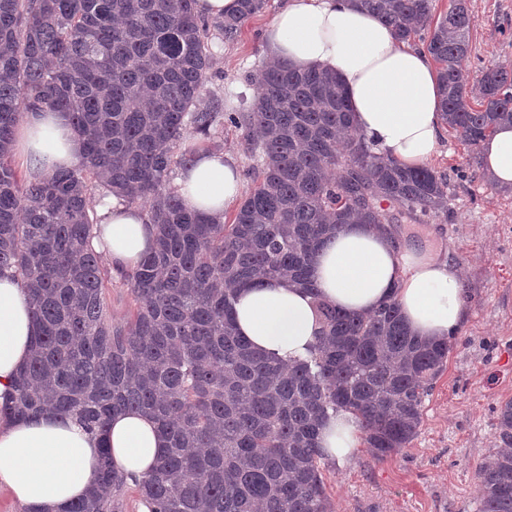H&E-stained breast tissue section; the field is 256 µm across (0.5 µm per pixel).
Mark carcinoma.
<instances>
[{"label":"carcinoma","mask_w":512,"mask_h":512,"mask_svg":"<svg viewBox=\"0 0 512 512\" xmlns=\"http://www.w3.org/2000/svg\"><path fill=\"white\" fill-rule=\"evenodd\" d=\"M434 0H363L401 39L427 30L448 128L476 149L512 122V69L475 84L468 0L436 18ZM268 0L209 24L196 0H0V275L21 278L38 326L16 397L0 416L45 408L92 431L138 410L168 448L136 483L152 512H328L316 441L341 409L360 416L383 458L417 436L422 408L454 343L409 333L394 302L369 314L318 304L321 330L306 360L254 351L231 318L237 290L287 279L317 294L313 264L344 224L392 234L448 215V182L429 167L383 161L352 127L339 81L285 63L245 75L258 95L224 111L203 91L210 30L226 41ZM65 112L83 139L77 169L20 183L11 140L23 110ZM241 129L254 188L229 224L191 214L171 185L208 138ZM102 186L148 208L155 246L121 273L133 311L114 321L103 296L111 271L92 246L89 192ZM389 203L383 207V203ZM500 447L480 474V512H512V401L500 406ZM102 480L71 512H120L126 485L101 451Z\"/></svg>","instance_id":"1"}]
</instances>
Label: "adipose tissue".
I'll return each instance as SVG.
<instances>
[{
  "instance_id": "obj_1",
  "label": "adipose tissue",
  "mask_w": 512,
  "mask_h": 512,
  "mask_svg": "<svg viewBox=\"0 0 512 512\" xmlns=\"http://www.w3.org/2000/svg\"><path fill=\"white\" fill-rule=\"evenodd\" d=\"M271 61L299 71L336 75L349 99L353 126L378 156L406 168L430 163L447 128L441 116L438 69L427 52L399 40L360 0H286L264 34ZM14 149L30 179L80 165L83 146L65 113L27 112ZM494 184L512 186V124L498 126L481 144ZM183 207L220 223L236 210L242 183L234 158L197 150L178 180ZM100 237L112 270L133 268L155 241L143 207L122 198L99 206ZM317 294L282 280L239 289L236 330L258 352L291 362L305 356L321 324L317 303L367 314L396 301L414 335L438 339L465 322L461 273L431 243L410 244L370 224H346L320 248L314 263ZM38 328L20 280L0 275V405L15 395V379L29 360ZM363 441L349 412L322 426L318 444L337 462ZM167 446L157 424L138 411L113 417L106 434L78 419L43 411L23 420L0 418V483L23 512H69L101 481V448L127 481L142 479Z\"/></svg>"
}]
</instances>
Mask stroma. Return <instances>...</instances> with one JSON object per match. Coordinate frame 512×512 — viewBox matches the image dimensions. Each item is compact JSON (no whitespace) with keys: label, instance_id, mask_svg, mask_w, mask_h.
I'll return each mask as SVG.
<instances>
[{"label":"stroma","instance_id":"35a3bbf8","mask_svg":"<svg viewBox=\"0 0 512 512\" xmlns=\"http://www.w3.org/2000/svg\"><path fill=\"white\" fill-rule=\"evenodd\" d=\"M284 0L249 19L237 40L213 37L207 95L230 97V111L253 103L247 72L267 63L263 33ZM470 77L482 67L512 65V0H469ZM431 168L448 181V214L403 224L402 238L430 241L459 267L467 318L423 406L417 436L376 459L359 448L346 463H321L330 512H479V470L492 461L498 406L512 399V187L494 186L479 151L446 133Z\"/></svg>","mask_w":512,"mask_h":512}]
</instances>
